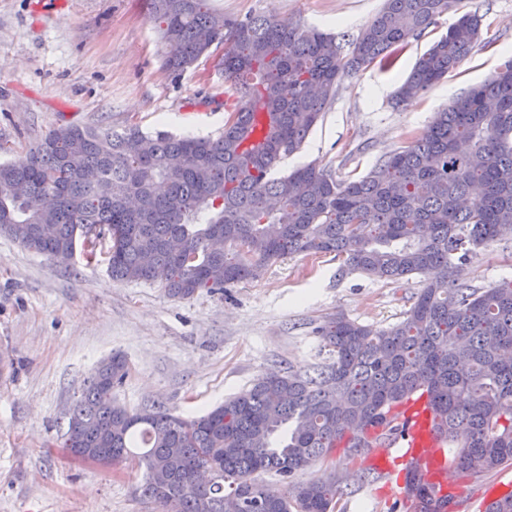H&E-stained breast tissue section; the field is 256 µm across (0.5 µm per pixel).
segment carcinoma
Wrapping results in <instances>:
<instances>
[{
	"label": "carcinoma",
	"instance_id": "obj_1",
	"mask_svg": "<svg viewBox=\"0 0 512 512\" xmlns=\"http://www.w3.org/2000/svg\"><path fill=\"white\" fill-rule=\"evenodd\" d=\"M455 0H384L353 51L335 35L272 14L231 18L210 0H148L165 51L181 74L224 46L234 99L216 137H177L60 126L20 159L0 163V233L67 263L97 228L109 240L116 281L161 285L173 299L262 276L291 254H332L342 271L398 281L426 277L403 318L377 329L342 314L317 328L327 362L269 371L245 391L186 419L158 406L112 400L127 372L114 354L68 411L63 447L75 457L130 459L142 498L162 512H331L346 495L336 479L295 476L345 448L363 453L368 432L424 390L435 429L458 446L457 471L512 466V280L489 288L449 271L512 235V59L454 98L431 125L363 177L336 180L314 164L272 177L299 152L346 75L389 70ZM484 16L469 11L415 61L396 98L439 83L481 44ZM211 485L193 481L196 468ZM267 477L284 490L266 491ZM445 505L415 468L413 482Z\"/></svg>",
	"mask_w": 512,
	"mask_h": 512
}]
</instances>
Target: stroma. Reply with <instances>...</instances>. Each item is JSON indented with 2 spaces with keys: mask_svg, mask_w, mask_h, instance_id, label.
<instances>
[{
  "mask_svg": "<svg viewBox=\"0 0 512 512\" xmlns=\"http://www.w3.org/2000/svg\"><path fill=\"white\" fill-rule=\"evenodd\" d=\"M230 17L271 14L354 40L383 0H210ZM480 10L486 48L414 100L394 93L416 58L457 18ZM512 54V0H457L397 65L344 78L300 152L274 169L307 164L339 179L366 174L423 132L438 112L481 83ZM228 88L201 62L175 77L145 0H0V162L23 157L65 125L217 136ZM106 245L95 260L58 264L0 235V512H158L139 497L130 463L103 468L63 448L67 412L85 380L112 354L128 364L113 399L131 410L161 405L204 414L271 369H309L326 352L314 334L342 314L374 328L397 322L423 285L342 272L332 255L295 254L261 278L170 298L156 284L112 280ZM464 279L489 287L512 277V237L480 250ZM365 460L316 462L299 480L342 477L334 512H394L403 497L384 480L366 482Z\"/></svg>",
  "mask_w": 512,
  "mask_h": 512,
  "instance_id": "stroma-1",
  "label": "stroma"
}]
</instances>
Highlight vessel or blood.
Segmentation results:
<instances>
[{"mask_svg": "<svg viewBox=\"0 0 512 512\" xmlns=\"http://www.w3.org/2000/svg\"><path fill=\"white\" fill-rule=\"evenodd\" d=\"M395 431L384 428L372 430L375 444L385 448L387 454L410 465L419 466L439 489H446L447 480L455 469L454 456L446 439L433 427L427 394L409 399L392 417Z\"/></svg>", "mask_w": 512, "mask_h": 512, "instance_id": "vessel-or-blood-1", "label": "vessel or blood"}]
</instances>
